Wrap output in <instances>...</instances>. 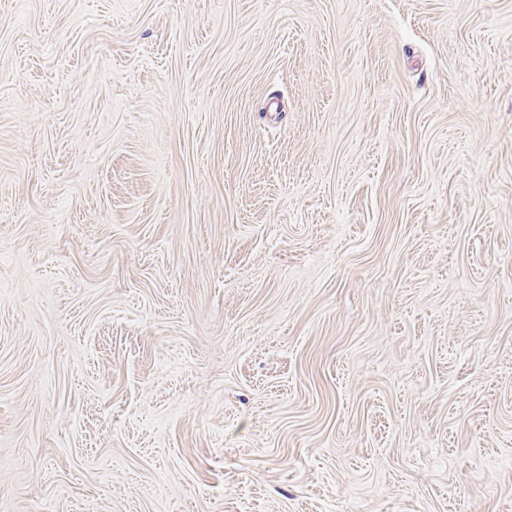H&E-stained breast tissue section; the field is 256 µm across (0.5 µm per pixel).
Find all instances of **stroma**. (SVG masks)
Here are the masks:
<instances>
[{
    "mask_svg": "<svg viewBox=\"0 0 512 512\" xmlns=\"http://www.w3.org/2000/svg\"><path fill=\"white\" fill-rule=\"evenodd\" d=\"M0 512H512V0H0Z\"/></svg>",
    "mask_w": 512,
    "mask_h": 512,
    "instance_id": "35a3bbf8",
    "label": "stroma"
}]
</instances>
